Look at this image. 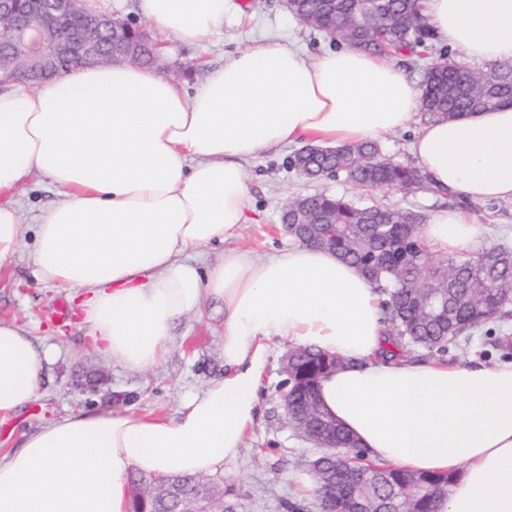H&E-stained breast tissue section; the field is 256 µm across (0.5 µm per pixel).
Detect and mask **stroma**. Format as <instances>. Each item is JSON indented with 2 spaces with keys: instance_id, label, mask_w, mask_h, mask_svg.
Here are the masks:
<instances>
[{
  "instance_id": "stroma-1",
  "label": "stroma",
  "mask_w": 512,
  "mask_h": 512,
  "mask_svg": "<svg viewBox=\"0 0 512 512\" xmlns=\"http://www.w3.org/2000/svg\"><path fill=\"white\" fill-rule=\"evenodd\" d=\"M144 28L157 44L163 63L178 72L179 85L188 91L203 79L209 67L223 64L238 51L270 37L310 57L340 47L339 42L302 26L283 0H248L239 14L225 18L223 37L205 48L180 44L149 22ZM295 150V145L289 144L247 163V184L254 206L251 220L228 245L204 248L199 256L201 265L219 261L228 246L259 257L288 248L292 240L280 223L283 204L288 198L317 191L344 195L359 205L375 202L412 210L426 218L442 208L460 209L476 223L486 225L484 246L512 245V200L474 202L461 193L437 189L367 191L340 175L310 181L289 166ZM15 198L24 240L14 258L0 265V321L14 322L38 344L49 348L52 356L38 396L14 416L0 418V454L19 447L25 432L83 409L174 415L184 401L223 375L224 323L217 316H184L173 330L164 361L143 372L98 356L86 336L79 307H72L69 321L55 322L50 316L53 303L60 297H72L73 291L37 285L32 251L34 217L59 200V190L34 175L19 188ZM291 348V343L278 337L268 341L267 363L258 391L259 413L241 456L228 470L207 475L223 488L222 503L228 512H290L294 505L301 512H316L306 463L317 449L295 436L280 389L284 359Z\"/></svg>"
}]
</instances>
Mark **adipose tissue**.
<instances>
[{
	"mask_svg": "<svg viewBox=\"0 0 512 512\" xmlns=\"http://www.w3.org/2000/svg\"><path fill=\"white\" fill-rule=\"evenodd\" d=\"M434 34L470 60L512 59V0H422ZM177 41L224 34L235 0H137ZM387 56L351 47L308 59L275 38L210 68L193 91L140 66H90L0 93V263L22 243L13 192L37 174L62 189L36 218L38 283L81 289L98 353L132 371L160 364L175 323L224 316V376L173 416L81 410L25 433L0 457V512H130L131 472L163 482L235 463L258 410L267 341L350 359L319 402L374 462L452 477L442 512H512V364L388 359L381 295L354 265L295 244L266 258L235 238L252 200L249 160L299 141H381L419 108ZM410 150L435 188L512 199V105L426 121ZM462 210L426 224L435 249L484 237ZM46 351L0 321V415L37 397Z\"/></svg>",
	"mask_w": 512,
	"mask_h": 512,
	"instance_id": "obj_1",
	"label": "adipose tissue"
}]
</instances>
